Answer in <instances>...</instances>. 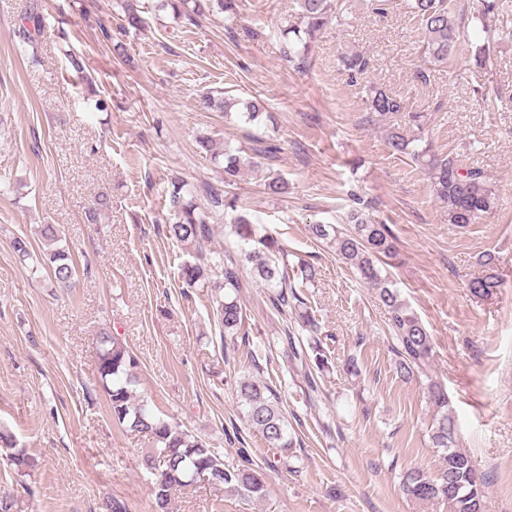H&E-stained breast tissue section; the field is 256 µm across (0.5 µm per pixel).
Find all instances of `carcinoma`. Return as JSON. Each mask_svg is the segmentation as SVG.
<instances>
[{"instance_id":"cac0c4a2","label":"carcinoma","mask_w":512,"mask_h":512,"mask_svg":"<svg viewBox=\"0 0 512 512\" xmlns=\"http://www.w3.org/2000/svg\"><path fill=\"white\" fill-rule=\"evenodd\" d=\"M403 8L416 20L422 36V53L433 66L448 63L467 35L466 23H478L485 37L472 43L473 65L484 69L492 62L496 42L490 22L502 8L500 0H477L476 10L468 12L469 4L462 0H402ZM299 22L284 30V54L289 61L301 67L306 65L317 36L329 24L338 25L351 10L350 0H298ZM171 8L174 15L194 23L203 16L220 13L236 14L235 0H160V8ZM44 28L41 15L35 11L13 30L19 43H34V33ZM341 65L350 79L366 75L372 68L371 58L362 52L345 54ZM365 112L361 119L369 125L386 127L390 151L409 158L415 165L427 171L429 189L433 198L448 212V224L464 229L479 224L487 214L498 207L495 189L480 167L467 166L453 152L438 153L425 140L429 117L424 112L411 111L409 98L381 84L364 86ZM205 104L218 107L224 112L242 106L247 123H260L265 106L257 99L242 101L225 95L216 98L206 94ZM252 155H242V149L224 145L217 150L208 137L199 139L200 150L215 161L224 163V185L221 189L204 183L195 191L185 189V184L172 183L169 194V220L167 232L178 243L197 247L195 261L181 266V278L192 287L208 279V272L224 267V287L228 292L215 298L217 320L224 328V338H236L243 326V310L236 292L241 288L239 269L235 262H217L206 257L202 248L212 235L210 220H218L228 211H237L238 196L229 190L236 183L241 169L251 163V156L265 159L276 157L277 144L263 138L254 139ZM200 194L206 207L200 208L188 199L192 193ZM232 231L244 246V260L251 264L253 274L272 289L270 302L274 309L284 314L303 304L294 286L288 284V268L279 264L277 254L282 252L278 242L269 235L258 232L257 226L244 214L233 218ZM312 236L323 240L333 248L336 256L355 270L359 278L376 291V298L388 312V325L395 339L393 350L400 377L415 380L424 386L426 402L431 411L430 440L433 447L442 449L438 469L426 473L409 468L402 474L400 491L409 499L441 501L448 504L451 512H482L484 482L477 477L470 457L455 447L457 425L447 390L428 377L433 357V341L429 331L411 308L401 299L389 278L381 275L376 261L381 257L396 256L394 234L390 227L363 216L350 213L345 226L314 224ZM39 235L46 246L40 260L50 267L53 280L60 288L70 286L75 266L70 253L59 246L62 231L55 224H43ZM485 274L472 280L470 293L487 297L501 284L495 257L486 254L481 260ZM285 352L291 363L306 360V351L297 348L294 336L286 333ZM98 373L110 402L112 418L132 431L149 435L154 444L152 451L143 457L146 468L156 472L152 487L156 512H170L175 492L193 484L204 476L217 475L218 486L227 488L244 500H259L267 495V483L263 473L246 465L225 464L220 455L190 432L181 430L155 414L148 401L133 395L134 369L137 358L117 338L107 332L96 341ZM237 395L246 408L248 425L261 433L267 446L280 454L296 447L289 431L288 418L280 408L281 398L268 384L244 377L237 383ZM0 447L8 448L6 460L13 471L26 476L34 466L31 458L15 448L13 435L0 429Z\"/></svg>"}]
</instances>
